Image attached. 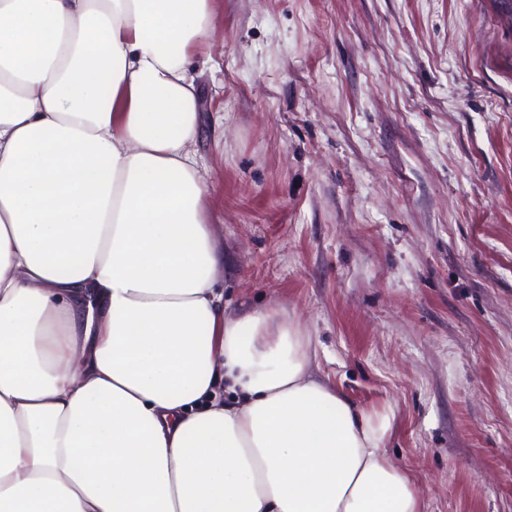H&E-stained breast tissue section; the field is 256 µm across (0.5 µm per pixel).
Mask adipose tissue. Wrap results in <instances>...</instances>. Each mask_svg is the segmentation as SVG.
<instances>
[{
  "label": "adipose tissue",
  "instance_id": "ef3b65f1",
  "mask_svg": "<svg viewBox=\"0 0 512 512\" xmlns=\"http://www.w3.org/2000/svg\"><path fill=\"white\" fill-rule=\"evenodd\" d=\"M218 5L0 0V512H422L300 325L226 311Z\"/></svg>",
  "mask_w": 512,
  "mask_h": 512
}]
</instances>
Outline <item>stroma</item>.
Returning a JSON list of instances; mask_svg holds the SVG:
<instances>
[{
  "instance_id": "stroma-1",
  "label": "stroma",
  "mask_w": 512,
  "mask_h": 512,
  "mask_svg": "<svg viewBox=\"0 0 512 512\" xmlns=\"http://www.w3.org/2000/svg\"><path fill=\"white\" fill-rule=\"evenodd\" d=\"M215 27L229 310L301 324L422 512H512V0H222Z\"/></svg>"
}]
</instances>
